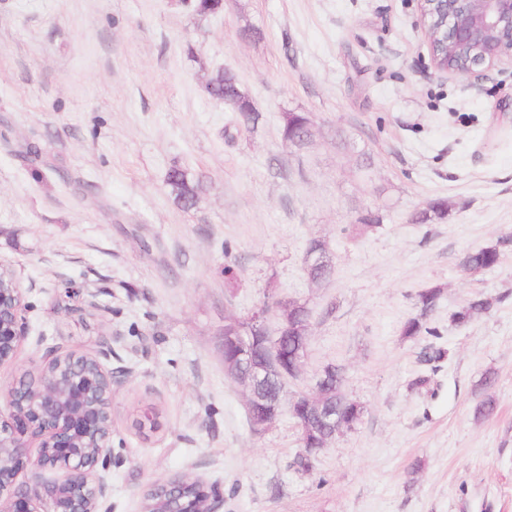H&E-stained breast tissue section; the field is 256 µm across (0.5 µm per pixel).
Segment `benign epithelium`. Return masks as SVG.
Segmentation results:
<instances>
[{"label":"benign epithelium","instance_id":"1","mask_svg":"<svg viewBox=\"0 0 512 512\" xmlns=\"http://www.w3.org/2000/svg\"><path fill=\"white\" fill-rule=\"evenodd\" d=\"M419 26L434 68L448 76L474 78L512 64V0H420ZM29 304L18 277L0 284V367L17 356L26 335ZM277 335L266 330L271 315ZM251 334L226 336L234 347L225 371L241 385L251 411V427L261 433L284 411L283 389L302 372L310 319L299 332L293 359L282 352L288 332V300L277 298L249 316ZM112 353L102 342L96 353L50 352L39 372L6 386L0 406V512H101L112 464ZM333 366L324 368L310 392L295 397L310 417L330 420V436L343 427L328 406ZM37 449L31 454L30 449ZM32 474V481L20 476ZM220 493L199 477L183 476L152 485L143 494V512H216Z\"/></svg>","mask_w":512,"mask_h":512}]
</instances>
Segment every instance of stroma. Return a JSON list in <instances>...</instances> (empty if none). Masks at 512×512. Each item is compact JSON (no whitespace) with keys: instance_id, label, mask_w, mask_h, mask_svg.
I'll use <instances>...</instances> for the list:
<instances>
[{"instance_id":"1","label":"stroma","mask_w":512,"mask_h":512,"mask_svg":"<svg viewBox=\"0 0 512 512\" xmlns=\"http://www.w3.org/2000/svg\"><path fill=\"white\" fill-rule=\"evenodd\" d=\"M418 19L419 0H224L206 18L184 0H0V262L31 305L0 383L50 348L111 342L110 512H142L178 475L216 484L218 512H512V66L477 87L441 77ZM220 70L256 131L208 95ZM287 112L309 115L303 144L283 140ZM174 167L204 177L194 208L173 200ZM439 199L447 219L413 222ZM370 211L383 221L361 229ZM495 243L497 266L461 268ZM70 285L95 302L79 318ZM432 285L427 333L404 337ZM477 293L498 302L455 325ZM275 297L310 310L285 400L336 364L363 406L309 472L290 414L253 433L224 369L225 320Z\"/></svg>"}]
</instances>
